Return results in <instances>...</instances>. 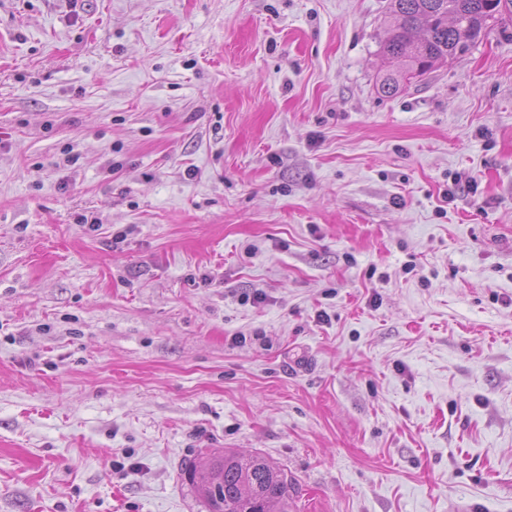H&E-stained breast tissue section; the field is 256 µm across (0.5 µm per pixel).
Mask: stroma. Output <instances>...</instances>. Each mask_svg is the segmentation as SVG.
I'll list each match as a JSON object with an SVG mask.
<instances>
[{
    "instance_id": "stroma-1",
    "label": "stroma",
    "mask_w": 512,
    "mask_h": 512,
    "mask_svg": "<svg viewBox=\"0 0 512 512\" xmlns=\"http://www.w3.org/2000/svg\"><path fill=\"white\" fill-rule=\"evenodd\" d=\"M388 6L0 0V512H512V14ZM511 7L512 0H390L388 36L381 52L401 67L384 74L381 92L395 95L411 79L466 52L490 22ZM459 47H464L460 53ZM209 512H288V475L259 454L243 456L224 449L205 465L186 468Z\"/></svg>"
}]
</instances>
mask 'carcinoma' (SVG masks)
Instances as JSON below:
<instances>
[{"mask_svg":"<svg viewBox=\"0 0 512 512\" xmlns=\"http://www.w3.org/2000/svg\"><path fill=\"white\" fill-rule=\"evenodd\" d=\"M512 8V0H389L386 59L400 67L380 81L382 93L397 94L410 80L469 49L490 22ZM209 512H288L292 484L288 474L259 454L224 450L204 465L187 467Z\"/></svg>","mask_w":512,"mask_h":512,"instance_id":"cac0c4a2","label":"carcinoma"}]
</instances>
